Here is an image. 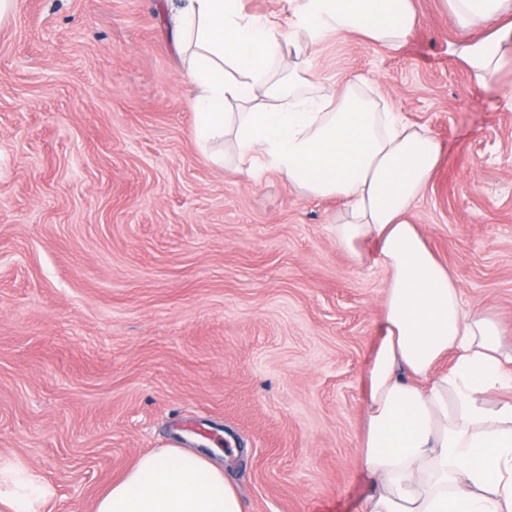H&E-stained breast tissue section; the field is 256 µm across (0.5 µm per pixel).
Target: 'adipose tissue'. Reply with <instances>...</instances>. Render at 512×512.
I'll list each match as a JSON object with an SVG mask.
<instances>
[{
	"mask_svg": "<svg viewBox=\"0 0 512 512\" xmlns=\"http://www.w3.org/2000/svg\"><path fill=\"white\" fill-rule=\"evenodd\" d=\"M462 29L512 15V0H450ZM309 38L357 33L407 42L410 0H289ZM193 51L195 135L231 137L240 171L272 170L315 197L344 200L338 242L356 263L372 241L388 279L381 336L367 371L359 465L374 487L363 512H512V345L493 314L466 309L457 281L407 216L441 155L431 133L349 80L316 95L285 67L281 23L241 0H186L172 31ZM512 55V22L461 51L477 83ZM53 487L19 458L0 455V512H45ZM93 512H245L224 470L186 448L140 456L99 495Z\"/></svg>",
	"mask_w": 512,
	"mask_h": 512,
	"instance_id": "ef3b65f1",
	"label": "adipose tissue"
}]
</instances>
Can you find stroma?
Segmentation results:
<instances>
[{
  "mask_svg": "<svg viewBox=\"0 0 512 512\" xmlns=\"http://www.w3.org/2000/svg\"><path fill=\"white\" fill-rule=\"evenodd\" d=\"M412 5L403 46L328 33L297 63L442 145L408 219L512 343V56L477 85L457 50L481 29ZM177 7L14 0L0 22V454L54 486L52 512H91L170 447L215 457L247 512H361L385 270L337 243L342 200L198 143Z\"/></svg>",
  "mask_w": 512,
  "mask_h": 512,
  "instance_id": "1",
  "label": "stroma"
}]
</instances>
